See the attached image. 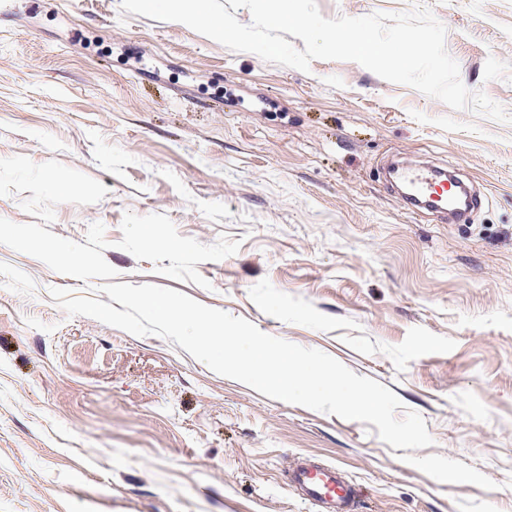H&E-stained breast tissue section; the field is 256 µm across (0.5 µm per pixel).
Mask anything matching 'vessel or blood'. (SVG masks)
I'll return each mask as SVG.
<instances>
[{"mask_svg":"<svg viewBox=\"0 0 512 512\" xmlns=\"http://www.w3.org/2000/svg\"><path fill=\"white\" fill-rule=\"evenodd\" d=\"M392 175L405 187L406 206L413 211H447L449 198L465 190L460 181L437 167L416 171L396 167ZM290 483L318 512H355L357 493L338 468L304 460L292 470Z\"/></svg>","mask_w":512,"mask_h":512,"instance_id":"vessel-or-blood-1","label":"vessel or blood"}]
</instances>
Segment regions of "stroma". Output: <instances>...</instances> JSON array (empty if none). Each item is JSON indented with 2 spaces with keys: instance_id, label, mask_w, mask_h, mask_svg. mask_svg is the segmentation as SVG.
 <instances>
[{
  "instance_id": "stroma-1",
  "label": "stroma",
  "mask_w": 512,
  "mask_h": 512,
  "mask_svg": "<svg viewBox=\"0 0 512 512\" xmlns=\"http://www.w3.org/2000/svg\"><path fill=\"white\" fill-rule=\"evenodd\" d=\"M418 5L465 86L512 114V0H317L326 18ZM395 155L457 169L484 195L471 221L406 209L381 175ZM121 283L329 354L419 413L432 445L392 448L50 296L104 302ZM306 457L342 471L358 512H512V123L353 61L268 63L120 0H14L0 512H317L288 481Z\"/></svg>"
}]
</instances>
